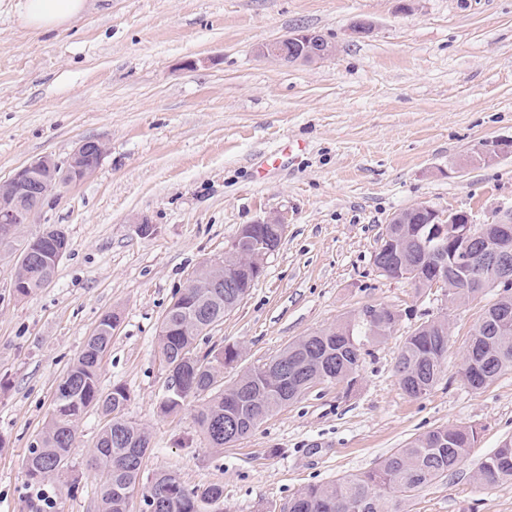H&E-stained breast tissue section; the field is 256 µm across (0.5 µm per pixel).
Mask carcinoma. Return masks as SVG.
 <instances>
[{
    "mask_svg": "<svg viewBox=\"0 0 512 512\" xmlns=\"http://www.w3.org/2000/svg\"><path fill=\"white\" fill-rule=\"evenodd\" d=\"M389 238L383 265L386 277L427 288L439 274L447 281L450 306L490 288L493 275L488 270L482 274L483 283L477 284L452 266L437 271L424 265L423 234L417 224H395ZM64 242L55 231L27 239L0 231V246L10 248L22 261L17 295L26 296L54 279L57 265L52 256ZM254 251L252 245L224 254L220 267L202 273L199 287L185 289L168 308L159 327V349L170 379L177 384L165 394L161 412L174 414L188 399L199 400L195 422L212 448L231 446L248 436L273 412L300 398L323 373L329 372L353 388L364 347L389 336L399 321V315L388 306H377V318L371 325L363 323L357 313L332 328L298 338L272 358L275 365L284 364L288 370L262 364L224 386L220 384L224 366L237 361L240 350L227 345L215 354L199 356L196 342L249 294L253 276L246 268L253 266ZM497 311L496 304L488 306L471 332L469 347L485 360L474 374L462 368L463 381L474 390L512 371V313L501 316ZM118 322L112 312L101 317L59 382L51 417L25 458L30 487L40 488L69 469L79 424L94 410L105 419L92 457L105 473L97 492V512H128L127 492L138 488L144 496L158 499V512H212L214 507L224 512V488L218 484L190 488L172 470L143 477L142 459L150 447V435L145 427L123 417L128 401L125 387L115 386L106 393L100 386L99 366ZM448 331V317L442 316L420 324L406 337L396 368L408 396L418 398L440 380L448 354ZM476 441L477 433L468 427L429 429L363 475H346L306 487L289 503L288 512H395L390 494L429 486L461 464ZM473 478L479 483L511 481L512 440L486 455Z\"/></svg>",
    "mask_w": 512,
    "mask_h": 512,
    "instance_id": "1",
    "label": "carcinoma"
}]
</instances>
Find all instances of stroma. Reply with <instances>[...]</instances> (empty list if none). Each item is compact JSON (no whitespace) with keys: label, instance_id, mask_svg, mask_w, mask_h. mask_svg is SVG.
Listing matches in <instances>:
<instances>
[{"label":"stroma","instance_id":"1","mask_svg":"<svg viewBox=\"0 0 512 512\" xmlns=\"http://www.w3.org/2000/svg\"><path fill=\"white\" fill-rule=\"evenodd\" d=\"M19 0H0V182L76 144L107 146L88 181L60 189L25 225L62 228L70 249L28 296L0 255V512H30L23 461L49 419L67 367L108 312L120 322L101 361L103 391L127 388L128 421L152 436L144 474L177 471L219 484L229 512H281L312 484L370 470L414 436L468 426L466 460L399 512H512V481L481 484V458L512 439V371L474 391L459 370L470 332L499 291L447 306L442 288L382 276L379 235L424 204L483 224L512 208V0H87L64 28L32 33ZM371 25L350 35L355 21ZM336 50L284 63L263 46L295 30ZM283 216L287 230L249 295L198 343L236 345L225 380L368 305L401 315L371 345L352 390L325 382L269 415L233 446L209 447L196 401L161 414L168 372L157 345L170 304L239 228ZM155 228L140 235L136 226ZM450 321L447 369L426 394H404L396 356L409 331ZM105 420L88 413L72 466L48 490L52 512H96L104 478L91 462Z\"/></svg>","mask_w":512,"mask_h":512}]
</instances>
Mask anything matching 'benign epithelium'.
Here are the masks:
<instances>
[{
	"label": "benign epithelium",
	"mask_w": 512,
	"mask_h": 512,
	"mask_svg": "<svg viewBox=\"0 0 512 512\" xmlns=\"http://www.w3.org/2000/svg\"><path fill=\"white\" fill-rule=\"evenodd\" d=\"M299 49V58L322 60L333 52L322 35L312 31H296L287 37L263 47L262 52L278 60L288 58V50ZM512 150V140L485 141L477 153L492 159L504 151ZM106 145L94 138L80 140L65 161L51 156H41L21 167L6 181L0 183V224H29L42 203L64 185L77 184L91 179L99 168ZM410 211L427 218L423 227L430 228L426 238L433 240L447 237L461 245L452 254L456 267L471 273L475 269L490 268L497 279L494 286L512 284V225L498 218L487 224H476L465 212L446 215L427 205H416ZM272 225L273 235L262 250L261 260L276 251L286 232V223L280 216L260 220Z\"/></svg>",
	"instance_id": "7a95c632"
}]
</instances>
